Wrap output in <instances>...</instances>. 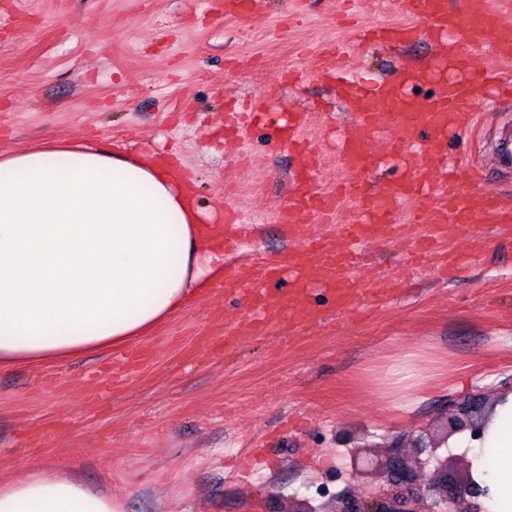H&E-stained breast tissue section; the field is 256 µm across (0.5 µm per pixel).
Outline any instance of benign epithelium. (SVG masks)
<instances>
[{
    "label": "benign epithelium",
    "instance_id": "1",
    "mask_svg": "<svg viewBox=\"0 0 512 512\" xmlns=\"http://www.w3.org/2000/svg\"><path fill=\"white\" fill-rule=\"evenodd\" d=\"M490 410L479 394L452 401L447 434L477 432ZM351 466L354 473L373 475L379 483L368 497L336 496L331 512H483L469 472L454 469L446 456L436 458L430 469L419 451L410 455L396 448L380 463L355 455Z\"/></svg>",
    "mask_w": 512,
    "mask_h": 512
}]
</instances>
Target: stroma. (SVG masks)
Instances as JSON below:
<instances>
[{"instance_id": "obj_1", "label": "stroma", "mask_w": 512, "mask_h": 512, "mask_svg": "<svg viewBox=\"0 0 512 512\" xmlns=\"http://www.w3.org/2000/svg\"><path fill=\"white\" fill-rule=\"evenodd\" d=\"M262 21L217 20L222 0H0V155L90 143L130 155L173 153L191 178L201 221L240 214L243 250L280 255L291 240L277 211L297 155L271 139L289 113H312L307 136L322 158L319 187L340 176L336 138L356 110L315 75L314 54L342 43L355 80L424 66L429 39L391 51L358 43L361 29L395 21L373 0L336 19V0H266ZM512 66L487 87L475 131L449 136L448 157L473 161L486 192L512 199L500 142L512 128ZM264 95L269 108L241 139L224 137L227 95ZM376 188L407 172L384 136L367 138ZM452 280L406 266V245L374 242L358 273L402 280L403 297L367 319L340 316L278 350L247 335L238 302L210 291L136 341L148 360L113 380V351L50 365L0 368V485L36 467L76 472L121 512H294L343 490L368 495L350 455L372 444L411 450L440 432L448 403L492 399L512 377V239H458ZM246 340L234 362L172 360L213 333L215 315ZM416 354L440 370L429 389L391 407L392 367Z\"/></svg>"}]
</instances>
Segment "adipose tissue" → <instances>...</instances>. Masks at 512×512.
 Instances as JSON below:
<instances>
[{"label": "adipose tissue", "instance_id": "1", "mask_svg": "<svg viewBox=\"0 0 512 512\" xmlns=\"http://www.w3.org/2000/svg\"><path fill=\"white\" fill-rule=\"evenodd\" d=\"M224 272L193 198L147 156L87 145L0 157V368L121 348ZM484 512H512V393L478 435H454ZM0 512H120L61 471L0 486Z\"/></svg>", "mask_w": 512, "mask_h": 512}]
</instances>
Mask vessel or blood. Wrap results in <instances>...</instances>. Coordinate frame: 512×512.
Segmentation results:
<instances>
[{"instance_id": "1", "label": "vessel or blood", "mask_w": 512, "mask_h": 512, "mask_svg": "<svg viewBox=\"0 0 512 512\" xmlns=\"http://www.w3.org/2000/svg\"><path fill=\"white\" fill-rule=\"evenodd\" d=\"M399 20L385 27V45L394 47L420 37L445 34L449 47L440 48L428 68L401 69L394 78L364 88L342 84L354 94L358 110L354 127L343 130L337 141V164L342 177L335 193H323L311 165L299 168L294 185L279 213V223L331 224L334 237L317 233L301 245L272 259L252 252L239 259V240H224V279L218 288L235 297L255 336H271L288 347L311 326L330 322L332 315L360 312L387 304L397 290L391 276L365 284L355 275L360 246L384 239H409L416 257L451 271L453 259L444 247L449 230L470 237L492 225L498 236L512 238V203L485 192L475 165L461 173L449 172L442 147L449 134L473 129L474 105L486 86L512 63V0H386ZM263 0H224V16L243 19L257 14ZM481 50L482 69L466 68L468 52ZM449 65L462 70L459 78H440L430 95L410 97L406 86L418 84L429 68ZM311 121L307 112L289 114L288 123L273 134L277 143L302 148V134ZM384 135L407 160L410 174L385 190L372 189L369 179L375 162L355 128ZM428 195L425 208L408 205ZM346 242L337 248L336 239ZM328 291L330 311L309 303L313 289ZM241 338L233 327L221 328L208 344V355L235 354Z\"/></svg>"}]
</instances>
